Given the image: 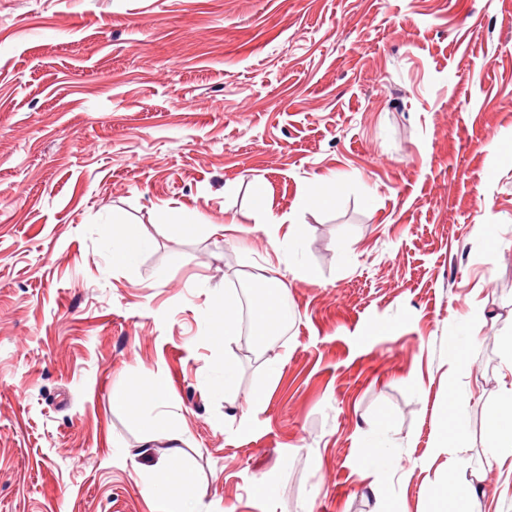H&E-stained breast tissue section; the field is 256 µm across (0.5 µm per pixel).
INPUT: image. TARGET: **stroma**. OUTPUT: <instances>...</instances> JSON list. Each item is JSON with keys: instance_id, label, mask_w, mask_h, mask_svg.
Returning a JSON list of instances; mask_svg holds the SVG:
<instances>
[{"instance_id": "1", "label": "stroma", "mask_w": 512, "mask_h": 512, "mask_svg": "<svg viewBox=\"0 0 512 512\" xmlns=\"http://www.w3.org/2000/svg\"><path fill=\"white\" fill-rule=\"evenodd\" d=\"M509 141L512 0H0V512H169L146 486L173 446L197 512H433L455 455L474 512H512L485 434L512 385ZM116 222L148 239L121 268ZM269 265L305 270L281 335L215 347L208 313ZM452 386L468 439L440 451Z\"/></svg>"}]
</instances>
